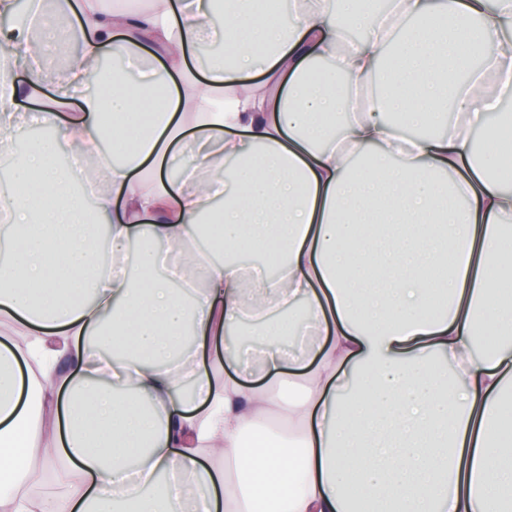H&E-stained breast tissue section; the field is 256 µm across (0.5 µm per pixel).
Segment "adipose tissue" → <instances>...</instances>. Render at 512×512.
Wrapping results in <instances>:
<instances>
[{"instance_id":"1","label":"adipose tissue","mask_w":512,"mask_h":512,"mask_svg":"<svg viewBox=\"0 0 512 512\" xmlns=\"http://www.w3.org/2000/svg\"><path fill=\"white\" fill-rule=\"evenodd\" d=\"M55 6L67 28L26 16L73 44L62 77L0 30V148L51 132L0 192V512H185L190 485L198 512H512V307L488 275L512 267V0H294L284 25L260 0ZM108 54L155 64L87 96ZM385 58L389 94L354 103ZM108 140L122 162L72 194L63 147ZM246 321L273 385L237 377ZM45 466L60 492L30 504Z\"/></svg>"}]
</instances>
